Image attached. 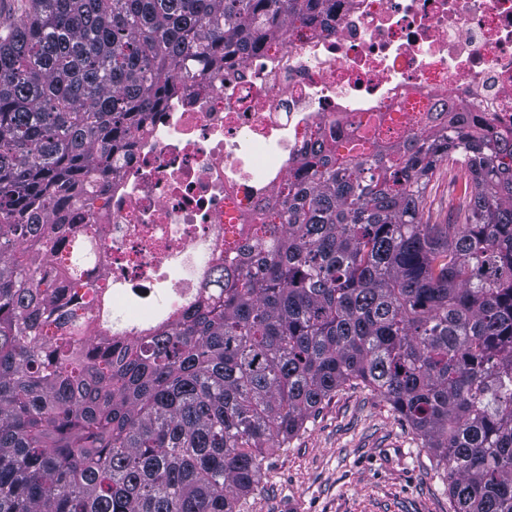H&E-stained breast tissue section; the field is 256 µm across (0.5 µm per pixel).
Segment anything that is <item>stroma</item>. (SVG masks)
<instances>
[{
  "mask_svg": "<svg viewBox=\"0 0 512 512\" xmlns=\"http://www.w3.org/2000/svg\"><path fill=\"white\" fill-rule=\"evenodd\" d=\"M461 195V184L438 175L427 197L433 221L453 223ZM444 475L385 398L346 386L263 461L241 512H454Z\"/></svg>",
  "mask_w": 512,
  "mask_h": 512,
  "instance_id": "1",
  "label": "stroma"
}]
</instances>
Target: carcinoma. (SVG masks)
Segmentation results:
<instances>
[{
    "mask_svg": "<svg viewBox=\"0 0 512 512\" xmlns=\"http://www.w3.org/2000/svg\"><path fill=\"white\" fill-rule=\"evenodd\" d=\"M324 0H22L0 29V512H236L336 390L379 392L454 512H512V132L446 100L386 143L309 141L280 206L175 321L85 314L47 214L99 179L198 62ZM456 224L424 199L441 166Z\"/></svg>",
    "mask_w": 512,
    "mask_h": 512,
    "instance_id": "carcinoma-1",
    "label": "carcinoma"
}]
</instances>
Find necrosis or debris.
I'll return each instance as SVG.
<instances>
[{
	"instance_id": "necrosis-or-debris-1",
	"label": "necrosis or debris",
	"mask_w": 512,
	"mask_h": 512,
	"mask_svg": "<svg viewBox=\"0 0 512 512\" xmlns=\"http://www.w3.org/2000/svg\"><path fill=\"white\" fill-rule=\"evenodd\" d=\"M445 97L489 133L512 131V0H327L286 39L195 65L137 130L107 191L61 209L66 238L93 225L91 319L145 336L193 305L210 270L314 133L395 136Z\"/></svg>"
}]
</instances>
